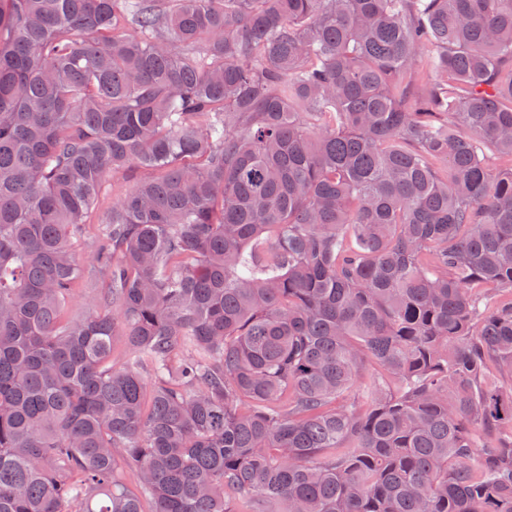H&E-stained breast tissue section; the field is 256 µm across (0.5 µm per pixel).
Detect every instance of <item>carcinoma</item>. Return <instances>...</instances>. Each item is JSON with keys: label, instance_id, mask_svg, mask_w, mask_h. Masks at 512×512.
<instances>
[{"label": "carcinoma", "instance_id": "obj_1", "mask_svg": "<svg viewBox=\"0 0 512 512\" xmlns=\"http://www.w3.org/2000/svg\"><path fill=\"white\" fill-rule=\"evenodd\" d=\"M240 497L512 512V0H0V512ZM134 180L126 174L110 175L102 186L99 198L94 205L83 234L74 240L76 254L84 266V277L72 291L65 315L70 319H80L89 311L92 296L104 291L105 284L99 277L95 261L96 241L99 224L106 218L112 203L127 193Z\"/></svg>", "mask_w": 512, "mask_h": 512}]
</instances>
